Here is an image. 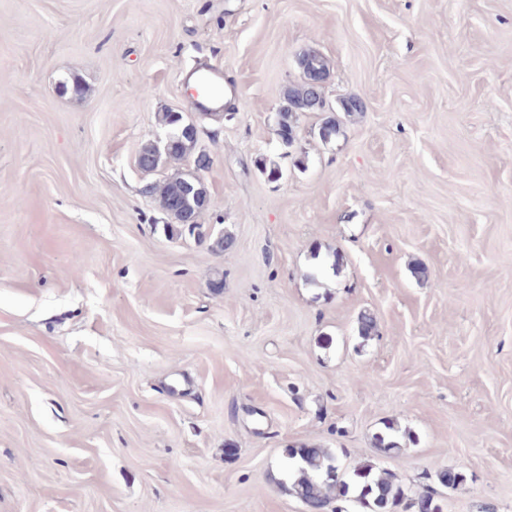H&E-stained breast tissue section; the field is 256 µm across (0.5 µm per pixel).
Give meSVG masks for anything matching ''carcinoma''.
Segmentation results:
<instances>
[{"instance_id":"carcinoma-1","label":"carcinoma","mask_w":512,"mask_h":512,"mask_svg":"<svg viewBox=\"0 0 512 512\" xmlns=\"http://www.w3.org/2000/svg\"><path fill=\"white\" fill-rule=\"evenodd\" d=\"M299 60L309 71L329 72L325 58L313 50L301 52ZM318 99L319 91L311 83L298 81L288 85L284 92L285 105L278 113V125L288 132V144L294 142L297 114L317 111ZM158 122L171 133L170 145L167 152L161 155L160 162H180L192 158L197 161L198 167L207 168L196 150L197 131L185 130L184 118L176 112H162L158 115ZM145 192L158 194L161 207L166 212L172 208L173 201H178L195 220L212 206L211 198L195 171L171 177L159 185H148ZM202 228L203 225L199 223L165 225L168 235L180 238L194 233L201 236ZM286 486L306 505L308 512H327L331 503L339 497L358 503L363 512H392L404 496L390 472L366 462L353 472L346 473L336 467V456L331 451L316 447L288 449ZM406 508L411 512H444L436 493L429 489L408 499Z\"/></svg>"}]
</instances>
